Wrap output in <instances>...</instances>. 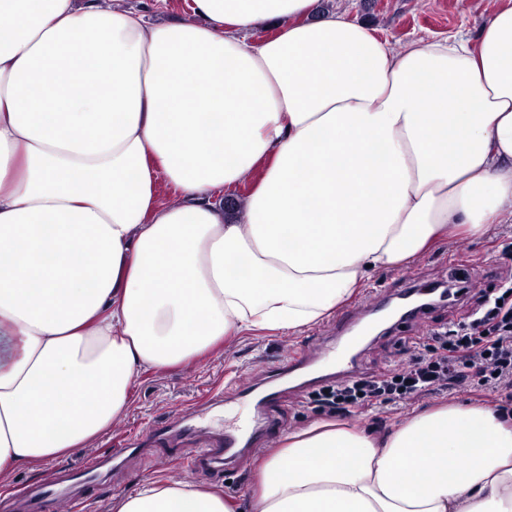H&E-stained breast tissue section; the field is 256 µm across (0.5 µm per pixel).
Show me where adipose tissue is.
<instances>
[{
    "label": "adipose tissue",
    "mask_w": 512,
    "mask_h": 512,
    "mask_svg": "<svg viewBox=\"0 0 512 512\" xmlns=\"http://www.w3.org/2000/svg\"><path fill=\"white\" fill-rule=\"evenodd\" d=\"M192 11L0 0L1 475L107 433L145 371L301 332L373 271L512 223V6L478 40L399 48L319 0ZM255 481L252 512H512V424L484 405L383 438L315 420ZM240 508L191 481L113 504Z\"/></svg>",
    "instance_id": "1"
}]
</instances>
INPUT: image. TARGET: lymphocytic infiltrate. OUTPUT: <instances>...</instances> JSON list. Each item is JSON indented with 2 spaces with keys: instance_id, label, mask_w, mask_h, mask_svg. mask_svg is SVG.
I'll use <instances>...</instances> for the list:
<instances>
[{
  "instance_id": "obj_1",
  "label": "lymphocytic infiltrate",
  "mask_w": 512,
  "mask_h": 512,
  "mask_svg": "<svg viewBox=\"0 0 512 512\" xmlns=\"http://www.w3.org/2000/svg\"><path fill=\"white\" fill-rule=\"evenodd\" d=\"M492 389L512 406V273L482 293L468 321L430 335L412 365L384 376H359L316 393L320 410L349 414L436 390Z\"/></svg>"
}]
</instances>
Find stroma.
<instances>
[{"mask_svg":"<svg viewBox=\"0 0 512 512\" xmlns=\"http://www.w3.org/2000/svg\"><path fill=\"white\" fill-rule=\"evenodd\" d=\"M114 3L120 8L144 13L153 21L192 22L196 19L191 10L192 0H114ZM509 5L512 0H323L321 7L329 12H347L352 19L373 26L380 38L398 47L419 38L436 40L458 33L475 37L491 13ZM509 244H512V223L497 224L485 237L468 240L472 264L456 267L449 263L448 255L454 243L448 240L409 266L376 272L369 285L385 287L396 295L402 290L420 289L439 280L466 277L472 279L476 289L489 290L506 272L498 256ZM472 305L469 299L453 304L443 302L432 307L422 320L392 322L371 336L351 332L354 344L350 351L358 356L364 373L388 374L419 354L431 331L466 320ZM331 323V318H324L318 326L309 327L297 335L248 332L186 366L143 373L134 388L133 401L119 424L71 456L41 464L37 472H13L0 484V502L25 489H37L52 473L75 472L96 457L107 458V475L102 483L92 485L87 492L89 512H111L114 498L135 492L148 478L168 481L170 470L175 468L180 469L182 480L217 488L233 499L249 498L258 455L276 445L270 437H262L257 442L255 454L240 461L236 467L219 473L187 469L183 455L160 442L150 445L142 455L126 452L124 443L147 438L153 429L167 425L177 416L185 417L188 425L206 435L234 428L250 434L261 425L262 412L256 398L238 396L233 384L235 374L245 372L263 378L266 371L277 366L286 350L312 346L318 330L326 329ZM336 371L335 362L325 359L305 373V387L290 386L282 381L272 383V390L280 394L273 410L279 419L281 434L322 418L323 413L312 397L323 387L336 384ZM469 403L496 407L500 398L488 390L441 392L392 404L377 412L358 410L350 420L384 436L395 422L404 418L441 405Z\"/></svg>","mask_w":512,"mask_h":512,"instance_id":"stroma-1","label":"stroma"}]
</instances>
